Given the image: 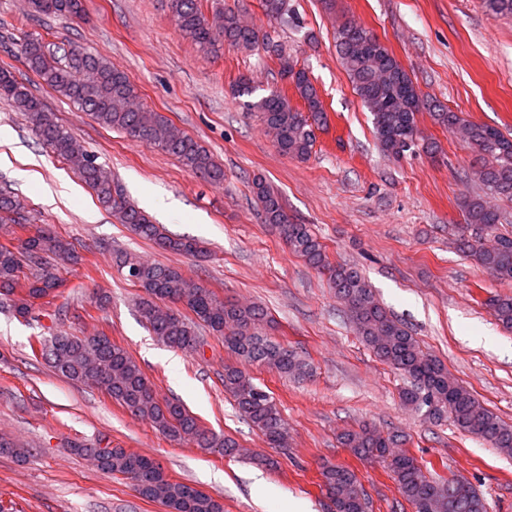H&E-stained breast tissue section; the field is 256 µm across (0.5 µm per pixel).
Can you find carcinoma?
<instances>
[{
  "instance_id": "carcinoma-1",
  "label": "carcinoma",
  "mask_w": 512,
  "mask_h": 512,
  "mask_svg": "<svg viewBox=\"0 0 512 512\" xmlns=\"http://www.w3.org/2000/svg\"><path fill=\"white\" fill-rule=\"evenodd\" d=\"M38 15L82 19L83 0H31ZM271 22L283 21L290 13L289 0H261ZM168 9L180 35L202 53L216 55L224 47L252 49L263 46L279 64L281 79L290 82L304 108L292 105L280 90L251 104L256 109L274 146L283 155L306 161L316 143V130L326 121L323 102L307 71L285 48L262 28L245 22L239 11L223 0H168ZM334 38L341 65L364 108L370 112L377 144L384 153L401 156L420 147L430 155L438 152L434 142H422L418 114L430 111L433 121L457 131L460 139L479 155L475 172L485 193L512 199V138L487 125L462 119L445 111L417 90L410 74L383 44H371L374 33L352 21L336 27ZM0 44L18 46L27 68L49 90L89 112L103 127L117 129L130 137L173 156L190 174L212 184L224 183V168L198 141L178 128L161 112L140 102L138 89L128 74L106 58L73 45L63 55L38 33L0 31ZM26 117L42 144L64 159L94 192L100 206L118 223L128 225L143 239L176 254L202 255L201 242L165 234L159 225L137 208L92 152L78 146L13 73L0 69V98ZM252 191L260 203L264 223L270 225L288 248L327 278L344 307L356 334L375 355L405 380L400 398L414 411L437 419H448L464 434L474 435L500 451L512 454V425L484 406L448 374V368L420 348L412 330L381 307L360 272L329 260L326 247L307 224L291 220L281 197L260 178ZM460 208L465 229L472 235L461 239L462 249L490 277L512 282V234L499 232L501 213L481 195L463 197ZM30 226L20 203L8 192H0V228ZM78 261L75 243L40 227L22 241V252L0 245V308L7 307L24 319L34 317L44 296H53L61 281L59 268ZM116 264L133 272V285L143 295L137 301L141 321L163 344L185 353H195L204 341L202 331L224 340L236 355L237 365L224 366V392L240 416L266 440L281 447L288 428L272 396L251 375L248 367L264 366L281 377L306 378L309 364L301 355L267 337L268 314L259 305L226 303L213 291L185 277L177 266L148 262L127 252L115 256ZM491 315L502 326L512 328V294H495L486 301ZM43 351L52 368L66 379L104 392L131 414L148 421L171 441L217 449L226 456L239 445L228 435L215 433L199 424L185 406L173 399L157 398L154 384L122 346L97 336L60 335L43 340ZM405 436L397 431L382 434L363 424L338 437L359 460L382 465L414 512L434 503L440 512H488L487 502L469 482L431 475L428 464L396 448ZM73 450L94 460L110 475L132 483L143 499L160 504L165 512H224V504L209 493L175 481L161 471L141 484L134 463L153 460L118 446L101 450L97 444L76 443ZM322 486L328 499L341 494L331 512H369L372 507L354 470L326 462L321 466Z\"/></svg>"
}]
</instances>
